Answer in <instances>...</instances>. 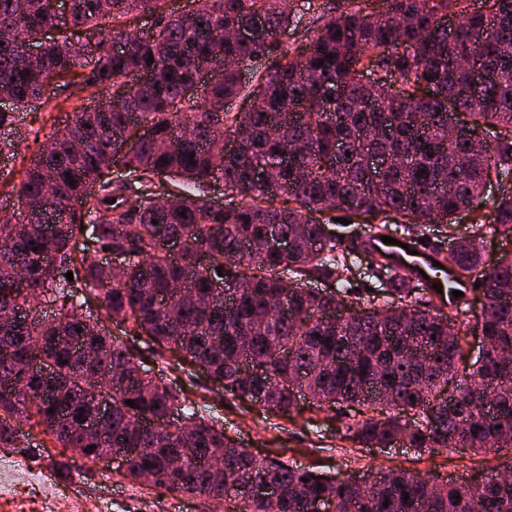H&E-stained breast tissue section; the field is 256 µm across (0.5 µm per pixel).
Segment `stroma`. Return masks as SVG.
Instances as JSON below:
<instances>
[{
    "label": "stroma",
    "instance_id": "stroma-1",
    "mask_svg": "<svg viewBox=\"0 0 512 512\" xmlns=\"http://www.w3.org/2000/svg\"><path fill=\"white\" fill-rule=\"evenodd\" d=\"M44 107L20 114L12 137L17 155L0 154V169L22 178L27 160L36 150L35 139L71 124L76 111L94 105L98 94L78 84L53 86ZM132 351L154 374L181 388L204 414L215 417L227 436L257 456H278L323 474L339 477L363 475L389 467H405L440 481L471 483L483 474L481 458L469 449L429 451L411 448H354L338 435L341 410L315 413L302 410L287 420L259 407L222 395L206 374L177 366L173 357L158 360L144 344L130 341ZM29 434L31 447L12 448L18 462L8 495L0 496V512H224L203 496L171 494L124 476L118 460L106 462L81 458L71 448L42 444L33 421L20 425Z\"/></svg>",
    "mask_w": 512,
    "mask_h": 512
}]
</instances>
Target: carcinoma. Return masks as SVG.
Returning <instances> with one entry per match:
<instances>
[{
	"instance_id": "1",
	"label": "carcinoma",
	"mask_w": 512,
	"mask_h": 512,
	"mask_svg": "<svg viewBox=\"0 0 512 512\" xmlns=\"http://www.w3.org/2000/svg\"><path fill=\"white\" fill-rule=\"evenodd\" d=\"M165 2L70 0L72 37L42 43L34 65L21 48L58 29L55 0H0V99L12 102L0 111V152L14 148L18 114L36 108L52 80L80 69L83 88L112 91L39 145L13 188L18 212L0 223V447L24 445L20 422L36 417L43 435L80 457L124 448V477L149 475L157 488L222 502L224 512H306L318 500L334 512H512V481L499 471L462 484L389 468L368 473L373 491L363 497L348 477L259 459L163 378L138 375L127 344L142 337L152 354L172 353L225 394L280 416H294L301 397L319 413L352 406L340 439L354 447L391 448L401 439L423 453L461 442L483 456L512 448V252L487 268L476 246L486 228L512 238V189L482 211L489 174L512 175V0H481L479 9L469 0H384L378 12L348 0L338 14L318 6L312 36L295 49L278 39L299 23L285 0H191L186 16L167 12ZM140 13L152 18L146 36L113 52L129 38L126 19ZM258 16L263 37H230ZM445 17L460 19L451 42ZM259 56L270 66L247 83L230 65L197 83L203 62ZM373 69L397 83H367ZM477 70L487 83L479 98L467 92ZM137 72L151 75L147 87L130 83ZM238 97L249 100L247 111L228 110ZM450 113L467 131L486 133L490 146L446 142ZM235 133L243 146L217 163L213 142ZM341 146L350 156L336 155ZM389 156L401 165L372 177V158ZM111 164L126 180L103 175ZM159 178L178 190L165 209L155 204ZM217 181L236 205L195 198ZM47 186L61 208L81 204L80 218L50 237L42 229ZM331 207L370 213L371 234L388 224L410 233L437 220L448 225L466 246L445 252L446 268L480 284L488 309L465 322L460 305L391 273L375 254L385 289L360 297L351 254L337 250L316 217ZM460 210L479 221L454 223ZM86 221L96 236L77 249ZM272 235L293 239L292 249L248 250ZM172 238L182 241L176 257L162 247ZM105 247L126 255L110 285L97 259ZM218 282L233 293L231 306L195 300ZM322 282L334 289L314 287ZM88 289L102 306L88 304ZM40 299L64 313L37 319ZM106 319L119 335L105 330ZM475 327L491 355L463 375L459 359ZM244 363L264 379L243 376ZM44 368L52 381L37 379ZM107 369L122 374L98 436L85 426L96 417L95 379ZM211 448L223 449L220 472L207 466ZM265 484L273 495H253Z\"/></svg>"
}]
</instances>
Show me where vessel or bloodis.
<instances>
[{"instance_id": "vessel-or-blood-1", "label": "vessel or blood", "mask_w": 512, "mask_h": 512, "mask_svg": "<svg viewBox=\"0 0 512 512\" xmlns=\"http://www.w3.org/2000/svg\"><path fill=\"white\" fill-rule=\"evenodd\" d=\"M359 247L364 251H372L388 258L393 268L419 283L429 280L430 283L441 286L444 296H451L453 291L469 292L470 287L454 281L446 270L437 268L436 262L440 260L439 249L432 242L409 241L407 247L383 243L379 236L373 235L363 238Z\"/></svg>"}]
</instances>
